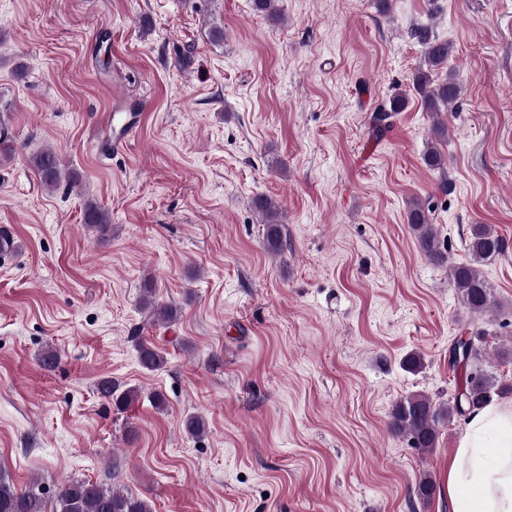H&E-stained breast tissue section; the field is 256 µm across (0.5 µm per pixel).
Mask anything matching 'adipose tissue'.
Here are the masks:
<instances>
[{
	"instance_id": "obj_1",
	"label": "adipose tissue",
	"mask_w": 512,
	"mask_h": 512,
	"mask_svg": "<svg viewBox=\"0 0 512 512\" xmlns=\"http://www.w3.org/2000/svg\"><path fill=\"white\" fill-rule=\"evenodd\" d=\"M447 489L449 512H512V404L469 415Z\"/></svg>"
}]
</instances>
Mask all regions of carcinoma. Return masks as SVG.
Masks as SVG:
<instances>
[{
	"label": "carcinoma",
	"mask_w": 512,
	"mask_h": 512,
	"mask_svg": "<svg viewBox=\"0 0 512 512\" xmlns=\"http://www.w3.org/2000/svg\"><path fill=\"white\" fill-rule=\"evenodd\" d=\"M410 37L424 48L426 62V68H420L414 74L413 87L427 111L440 113L442 109L451 107L460 93L456 76L448 69L451 46L437 39L427 25L412 28ZM405 104V96L397 94L390 98L389 107L373 114L372 132L375 137L380 138L388 131L393 114L401 111ZM30 163L39 173L42 185L48 189L62 184L74 188L82 180L79 172L66 168L52 147L33 155ZM253 206L264 215V248L270 253L281 252L284 231L279 206L268 197L256 198ZM406 220L416 233L424 254L432 261H442L444 256L430 224L429 208L418 199L409 201ZM84 223L99 240L112 235L109 212L91 198L84 203ZM507 247L506 240L491 226L475 224L468 243L470 260L449 266L450 280L470 314L481 317L493 307L492 289L480 266L504 254ZM141 303L151 309L156 319L172 322L178 317L175 305L155 302L153 288L148 284L142 288ZM136 352L139 365L147 372L157 371L166 364L163 352L146 340L136 344ZM480 355L481 348L474 337L460 336L453 342L450 362L461 370L462 378L455 397L447 405L437 406L427 395L420 393L409 394L396 403L390 425L396 433L408 439L410 447L433 450L442 422L465 416L493 401L494 397L512 391L511 385L499 383L484 369ZM96 391L119 412L139 398L138 388L127 387L110 377L100 378ZM0 512H152V509L146 500L115 486L106 487L73 478L61 483L53 492L36 483L19 489L8 473L0 471Z\"/></svg>",
	"instance_id": "obj_1"
}]
</instances>
